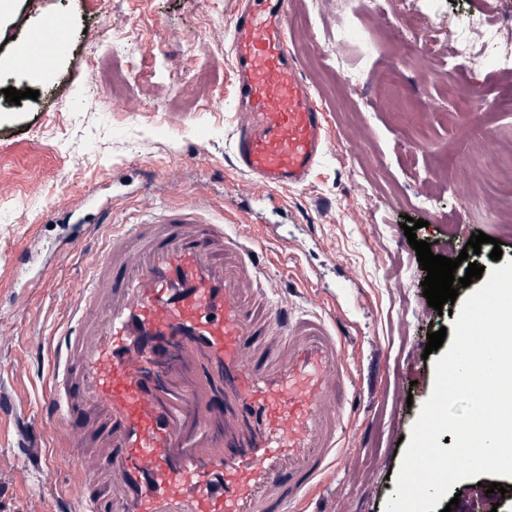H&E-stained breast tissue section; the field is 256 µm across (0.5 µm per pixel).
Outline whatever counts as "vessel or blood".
<instances>
[{
  "instance_id": "obj_1",
  "label": "vessel or blood",
  "mask_w": 512,
  "mask_h": 512,
  "mask_svg": "<svg viewBox=\"0 0 512 512\" xmlns=\"http://www.w3.org/2000/svg\"><path fill=\"white\" fill-rule=\"evenodd\" d=\"M288 0H238L232 156L269 191L305 186L328 149L327 116L288 50ZM55 20L17 61L51 69ZM104 257L51 339L50 389L22 424L70 438L77 512H288L345 456L353 385L346 338L323 311L266 286L251 225L200 204L113 223Z\"/></svg>"
}]
</instances>
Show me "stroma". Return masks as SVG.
<instances>
[{
	"mask_svg": "<svg viewBox=\"0 0 512 512\" xmlns=\"http://www.w3.org/2000/svg\"><path fill=\"white\" fill-rule=\"evenodd\" d=\"M236 0H15L0 24V392L35 406L48 383V340L87 283L111 230L108 207L132 224L163 204L205 202L225 224L259 230L273 288L293 279V302L336 311L349 332L355 388L346 401L353 453L317 495L318 512H384L396 488L403 446L434 385L423 352L430 333L451 327L423 295L420 267L402 229L405 217L431 251L457 258V228L489 235L469 262L494 268L492 239L512 260V193L482 188L497 156L512 149V85L487 58L477 75L449 70L460 53L453 31L475 15L502 24L512 40V0H410L430 28L438 54L414 56L403 79L405 104L370 82L392 36L381 15L351 13L345 0H290L288 48L328 117L330 151L309 182L283 192L250 188L230 163ZM68 26L67 52L52 70L30 76L18 49L55 18ZM130 29L114 43L117 27ZM157 72L131 71L141 55ZM37 99L12 103L5 88ZM424 148L407 157L411 142ZM431 193L422 209L409 196ZM90 227L83 252L56 260L25 287L11 267L32 240L51 242L62 224ZM300 261L283 269L281 250ZM17 421L0 418V512H51L75 499L72 450L45 427L36 440L49 473L15 457ZM492 475L454 484L452 512H512L490 492Z\"/></svg>",
	"mask_w": 512,
	"mask_h": 512,
	"instance_id": "1",
	"label": "stroma"
}]
</instances>
